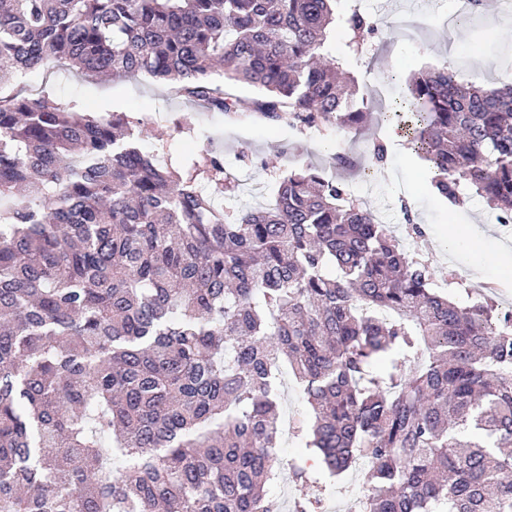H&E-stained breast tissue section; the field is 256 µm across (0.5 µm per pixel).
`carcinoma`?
<instances>
[{
    "instance_id": "1",
    "label": "carcinoma",
    "mask_w": 512,
    "mask_h": 512,
    "mask_svg": "<svg viewBox=\"0 0 512 512\" xmlns=\"http://www.w3.org/2000/svg\"><path fill=\"white\" fill-rule=\"evenodd\" d=\"M337 0H0V512H281L279 386L358 512H512V310L460 306L347 185L308 165L225 209L224 155L183 172L147 120L3 93L53 64L140 74L210 112L356 130ZM257 91L248 107L212 74ZM398 110L431 187L512 223V86L442 65Z\"/></svg>"
}]
</instances>
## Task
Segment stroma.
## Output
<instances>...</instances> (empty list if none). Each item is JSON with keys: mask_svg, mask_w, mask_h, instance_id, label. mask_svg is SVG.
I'll use <instances>...</instances> for the list:
<instances>
[{"mask_svg": "<svg viewBox=\"0 0 512 512\" xmlns=\"http://www.w3.org/2000/svg\"><path fill=\"white\" fill-rule=\"evenodd\" d=\"M353 6L391 21L376 37L374 54L350 64L360 81L377 85L383 93L372 103L378 137L399 131L402 119L393 108L400 84L419 69L445 64L460 79L487 89L512 84V64L502 63L503 56H512V0H484L469 25L457 26L461 47L453 56L448 53V32L439 23L453 14L456 0H341V9ZM412 17L429 18L434 30L415 42L403 40L396 23ZM14 87L31 98L52 93L61 101L76 104L82 112L147 117L150 135L141 140L142 149L151 151L165 145L162 160L176 168L188 164L203 145L212 144L223 152L226 168L237 184L234 192L224 195L228 207L273 203L283 175L308 162L327 175L336 173L331 160L336 151L335 132L274 125L250 114L229 117L209 112L171 95L167 87L148 76L100 81L73 69L30 71ZM346 145L361 162L360 171L347 177L351 189L383 224L401 236L408 250L424 252L438 292L459 304L470 302L465 286L475 280L471 266L476 263L498 285L494 300L501 307L512 308V271L504 270L502 263L503 251L512 252V230L498 223L495 210L472 194L467 197L469 211L448 208L432 192L426 164L408 140H389L387 161L381 167L370 158L367 135L347 134ZM407 196L414 200L416 223L433 242L431 250H423L420 238L406 234L399 201ZM464 221L480 233L476 247L462 251L446 246L455 224ZM319 479L322 512H350L354 496L365 491L363 477L355 470L338 477L323 472Z\"/></svg>", "mask_w": 512, "mask_h": 512, "instance_id": "obj_1", "label": "stroma"}]
</instances>
